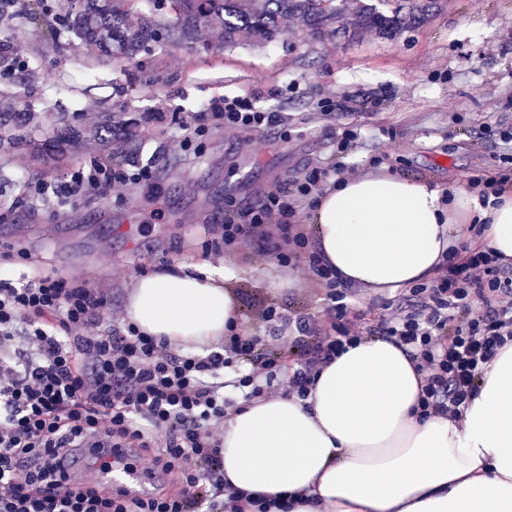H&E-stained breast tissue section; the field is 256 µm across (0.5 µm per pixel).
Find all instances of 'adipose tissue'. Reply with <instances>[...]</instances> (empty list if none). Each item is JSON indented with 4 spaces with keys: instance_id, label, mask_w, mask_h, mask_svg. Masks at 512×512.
<instances>
[{
    "instance_id": "1",
    "label": "adipose tissue",
    "mask_w": 512,
    "mask_h": 512,
    "mask_svg": "<svg viewBox=\"0 0 512 512\" xmlns=\"http://www.w3.org/2000/svg\"><path fill=\"white\" fill-rule=\"evenodd\" d=\"M318 253L348 283L396 291L436 272L471 224L512 261V188L496 201L391 171L328 186L310 209ZM223 259L135 278L127 322L195 354L238 319ZM414 365L370 337L325 366L308 397L243 404L224 424V481L286 512H512V343L484 368L463 419L421 417Z\"/></svg>"
}]
</instances>
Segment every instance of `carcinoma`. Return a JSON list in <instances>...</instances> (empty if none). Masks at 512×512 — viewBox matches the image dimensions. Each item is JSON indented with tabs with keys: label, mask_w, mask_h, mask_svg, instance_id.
<instances>
[{
	"label": "carcinoma",
	"mask_w": 512,
	"mask_h": 512,
	"mask_svg": "<svg viewBox=\"0 0 512 512\" xmlns=\"http://www.w3.org/2000/svg\"><path fill=\"white\" fill-rule=\"evenodd\" d=\"M20 6L31 27L41 31L38 20L53 12L56 27L51 40L73 37L84 47L92 63L112 62L125 67L148 49L162 34L189 48L207 41L212 29L224 31V43L233 44L246 34L264 44L288 29L302 25L318 36L343 33L359 37L373 31L383 38H394L407 25L421 23L438 0H398L385 13L364 0H167L168 16L156 12L155 0H11ZM29 130L13 132L0 116V148H28L40 161H60L69 143L88 137L103 147L115 138L132 136L138 122L107 115L90 130L66 124L34 133L40 124L26 114Z\"/></svg>",
	"instance_id": "cac0c4a2"
}]
</instances>
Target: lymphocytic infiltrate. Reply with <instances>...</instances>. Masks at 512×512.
Instances as JSON below:
<instances>
[{"label": "lymphocytic infiltrate", "mask_w": 512, "mask_h": 512, "mask_svg": "<svg viewBox=\"0 0 512 512\" xmlns=\"http://www.w3.org/2000/svg\"><path fill=\"white\" fill-rule=\"evenodd\" d=\"M242 134L281 123L249 95H224L182 119L178 150H195L207 121ZM337 162L308 167L288 189L248 208L224 212L214 248L253 243L283 264L307 254L306 273L327 299L316 324L291 319L274 302L256 318L269 329V349L240 328L207 355L180 352L133 325L103 330L104 298L53 274L0 280V512H243V498L224 482V423L238 399L269 398L278 376L285 395L306 397L321 369L369 336L410 354L420 377L423 417L461 422V407L479 390L484 366L512 341V267L473 235L429 282L387 304L376 325H363L349 303L353 285L340 280L311 249L298 207L335 176ZM151 167L91 163L55 187L29 186L30 196L54 190L63 202L88 192L121 195L151 181ZM297 360L284 367L285 353ZM244 374L225 381L224 371ZM150 455L149 476L176 475L181 489L131 498L104 483L68 478V454L82 444Z\"/></svg>", "instance_id": "1"}]
</instances>
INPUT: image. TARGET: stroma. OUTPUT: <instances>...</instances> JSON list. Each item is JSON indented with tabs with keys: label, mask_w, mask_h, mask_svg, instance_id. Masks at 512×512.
Wrapping results in <instances>:
<instances>
[{
	"label": "stroma",
	"mask_w": 512,
	"mask_h": 512,
	"mask_svg": "<svg viewBox=\"0 0 512 512\" xmlns=\"http://www.w3.org/2000/svg\"><path fill=\"white\" fill-rule=\"evenodd\" d=\"M441 2L427 21L392 39L372 32L317 37L300 26L265 46L248 38L228 46L215 31L210 49L159 42L123 71L109 62L88 69L79 46L32 37L20 16L0 19V38L35 68L0 77V112L32 111L46 127L63 113L83 128L109 112L155 115L135 127L132 142L116 140L107 150L77 141L55 165L38 164L26 149H0V242L30 256L25 263L0 256V276L16 279L39 268L77 278L123 312L137 276L210 259L203 242L227 201L253 204L308 166L332 163L344 126L361 130L346 158L360 176L371 173L374 158L449 190L466 188L470 176L494 175L512 147L485 138L482 128L512 126V0ZM224 93L254 95L258 107L281 113L284 125L253 134L241 149L223 123L212 122L201 155L175 151L172 139L186 113ZM327 97L347 103V111L323 115ZM132 145L137 154L126 167L151 166L155 178L128 186L121 198L68 206L51 196L27 199L25 183L57 182ZM156 208L162 217L154 221ZM226 266L239 313L265 300L297 314L324 313L323 292L305 274L304 259L284 266L275 255L247 251L227 257Z\"/></svg>",
	"instance_id": "35a3bbf8"
}]
</instances>
